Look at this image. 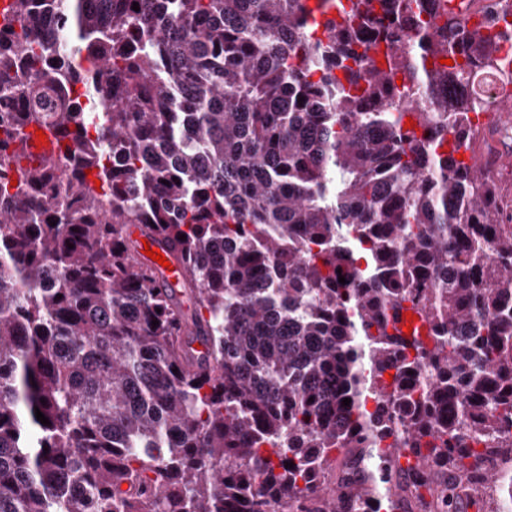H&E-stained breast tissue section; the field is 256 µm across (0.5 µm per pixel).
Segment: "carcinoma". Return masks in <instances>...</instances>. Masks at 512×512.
I'll return each mask as SVG.
<instances>
[{"label":"carcinoma","mask_w":512,"mask_h":512,"mask_svg":"<svg viewBox=\"0 0 512 512\" xmlns=\"http://www.w3.org/2000/svg\"><path fill=\"white\" fill-rule=\"evenodd\" d=\"M43 2L0 10L31 103L0 116V512H399L396 471L422 512L491 482L512 512L509 203L457 158L492 34L448 0H52L31 37ZM32 123L73 146L21 165ZM127 234L131 238L134 237L136 240L138 245V254L141 260L159 273L161 287L179 288L182 281V270L173 262L169 256V246L155 236H145L141 234L139 228L135 224H130L127 227ZM142 239H145L146 242L150 244V250H156V252H161L162 255H165V258H167V261L171 263V267H174V270L163 268L158 262L153 261L151 258L147 257L144 254L145 248L142 243Z\"/></svg>","instance_id":"obj_1"}]
</instances>
